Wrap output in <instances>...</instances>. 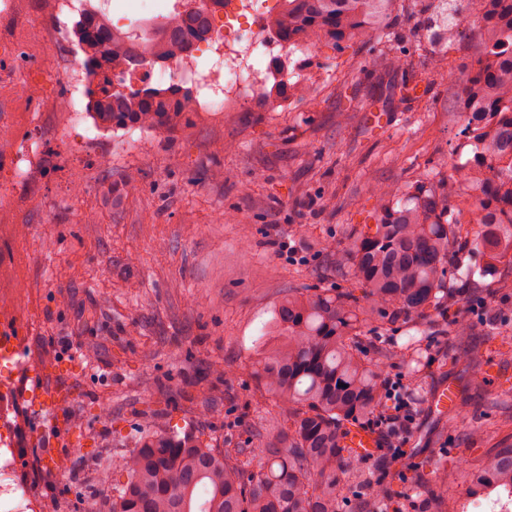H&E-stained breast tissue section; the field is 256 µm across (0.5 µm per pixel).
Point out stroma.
Instances as JSON below:
<instances>
[{
	"label": "stroma",
	"instance_id": "1",
	"mask_svg": "<svg viewBox=\"0 0 512 512\" xmlns=\"http://www.w3.org/2000/svg\"><path fill=\"white\" fill-rule=\"evenodd\" d=\"M74 22L65 18L54 33L44 0H15L10 49L0 50V113L15 121L0 136V296L15 302L0 332L41 372L43 391L73 393L47 442L31 380L13 385L31 490L45 512H70L67 498L78 491L108 512L112 486L100 473L122 476L146 409L214 448L228 439L255 447L265 417L287 425L251 368L271 310L289 290L335 286L337 249L352 228L374 221L371 185L413 188L444 161L472 156L461 125L448 123L469 51L463 41L450 45L445 82L411 104H385L360 93L367 49L327 39L307 63V98L256 102L220 121L192 112L172 132L107 129L82 150L58 112L68 86L47 75L63 47L82 66ZM31 112L43 116L45 157L17 186L7 160L12 142L30 134ZM458 286L449 317L475 320L481 305L512 335L511 263ZM483 348L492 373L474 389L440 346L427 354L429 388L454 386L468 405L452 429L414 414L412 454L391 484L402 512H422L409 489L430 459L471 461L512 440V420L487 405L512 382V345ZM477 421L488 436L473 441ZM49 446L69 456L67 473L42 463Z\"/></svg>",
	"mask_w": 512,
	"mask_h": 512
}]
</instances>
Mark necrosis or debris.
I'll return each instance as SVG.
<instances>
[{"instance_id":"obj_1","label":"necrosis or debris","mask_w":512,"mask_h":512,"mask_svg":"<svg viewBox=\"0 0 512 512\" xmlns=\"http://www.w3.org/2000/svg\"><path fill=\"white\" fill-rule=\"evenodd\" d=\"M288 0H211L209 40L194 46L174 61L179 81L195 88L193 108L198 112H236L260 98L268 87L298 80L309 47L288 44L273 35L269 21ZM211 61L202 67L200 58ZM9 378H0V505L8 512H43L19 477L21 467L10 444L14 428L11 417V380L30 370L18 353L7 354Z\"/></svg>"}]
</instances>
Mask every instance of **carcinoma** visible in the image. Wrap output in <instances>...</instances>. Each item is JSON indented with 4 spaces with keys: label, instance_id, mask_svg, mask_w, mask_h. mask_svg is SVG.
<instances>
[{
    "label": "carcinoma",
    "instance_id": "1",
    "mask_svg": "<svg viewBox=\"0 0 512 512\" xmlns=\"http://www.w3.org/2000/svg\"><path fill=\"white\" fill-rule=\"evenodd\" d=\"M207 0L139 31L118 32L107 20L108 0H98L73 29L90 79L88 106L107 128L172 131L190 107L191 90L175 83L126 89L114 69L166 64L211 33ZM288 0L275 21L294 44L324 38L351 41L371 51L369 75L382 76L407 63L414 44L424 66L438 71L445 46L468 36L482 60L458 85L459 102H473L465 130L477 146L473 158L455 160L447 176L414 191L389 184L370 188L377 223L354 229L336 251V273L360 289L290 290L274 307L272 335L253 362L259 385L288 415V427L258 448H211L192 434L156 430L143 417L124 481L112 485L110 512H396L386 475L408 449L385 459L382 474L356 464L341 445L351 425L377 422L392 445L405 431L385 419L384 367L403 365L408 381L399 390L410 412H432L424 396V341L438 327L448 354L470 368L484 363L481 345L465 350L458 340L474 331L464 318L443 319L458 279L453 249L474 247L482 259L512 257V0ZM469 200L468 223L480 243L459 232L448 202ZM403 320L419 336L395 346L385 332ZM481 486L512 493V447L477 458L469 472ZM454 473L436 459L412 493L431 512H458L448 492Z\"/></svg>",
    "mask_w": 512,
    "mask_h": 512
}]
</instances>
